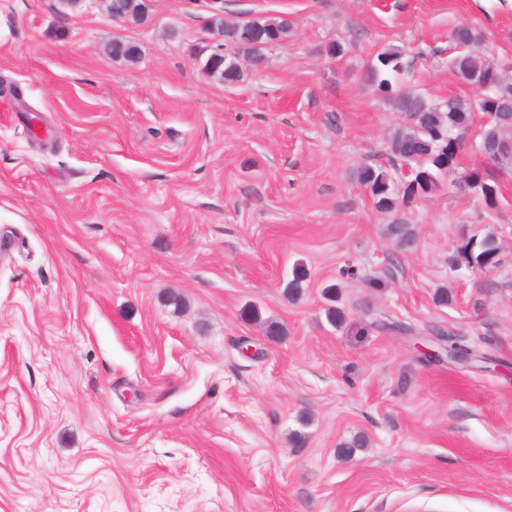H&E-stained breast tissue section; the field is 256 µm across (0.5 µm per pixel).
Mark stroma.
<instances>
[{"instance_id": "stroma-1", "label": "stroma", "mask_w": 512, "mask_h": 512, "mask_svg": "<svg viewBox=\"0 0 512 512\" xmlns=\"http://www.w3.org/2000/svg\"><path fill=\"white\" fill-rule=\"evenodd\" d=\"M147 6L0 0V512H512V172L497 211L447 176L395 215L356 176L400 123L368 62L475 98L452 31L512 61V0H224L293 22L232 85L208 0ZM143 0H112V16L121 19L140 20L145 13ZM474 240H468L463 246L461 256L467 257L472 250V256L476 264H482L484 262L485 267H488L495 263V259H491L493 256L499 255L500 246L496 239L493 237H484L480 242H473ZM473 243L476 246L472 249ZM476 251H479L477 254Z\"/></svg>"}]
</instances>
